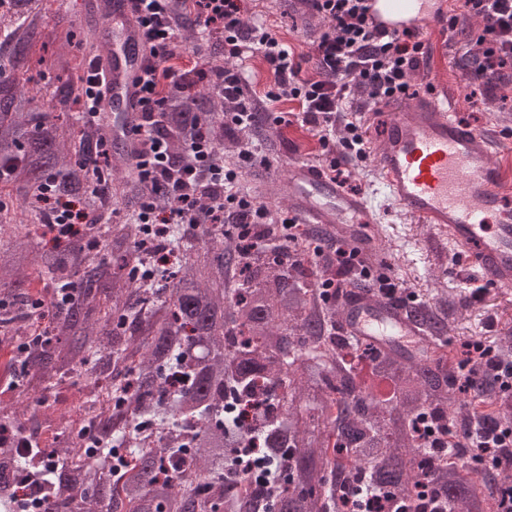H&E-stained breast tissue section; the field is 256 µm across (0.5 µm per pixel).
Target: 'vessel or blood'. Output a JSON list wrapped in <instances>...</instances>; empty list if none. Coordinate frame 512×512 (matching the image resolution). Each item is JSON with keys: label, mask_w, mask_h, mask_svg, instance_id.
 <instances>
[{"label": "vessel or blood", "mask_w": 512, "mask_h": 512, "mask_svg": "<svg viewBox=\"0 0 512 512\" xmlns=\"http://www.w3.org/2000/svg\"><path fill=\"white\" fill-rule=\"evenodd\" d=\"M377 28L391 33L419 25L432 13L430 0H369ZM86 13L108 26L89 56L100 81L98 119L112 126V146L134 155L139 144L140 79L148 48L131 0H88ZM512 141L460 123L435 98L394 107L372 153L385 198L431 227L453 250L467 253L489 287L512 289V175L501 161ZM288 210L300 223L339 233L364 253L380 250L377 210L324 169L304 159L287 169ZM344 334L380 348L426 343L422 323L406 304L372 299L358 290L342 301Z\"/></svg>", "instance_id": "1"}]
</instances>
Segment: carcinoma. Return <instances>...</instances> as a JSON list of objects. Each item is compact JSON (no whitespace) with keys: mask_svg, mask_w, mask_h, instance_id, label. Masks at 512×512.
<instances>
[{"mask_svg":"<svg viewBox=\"0 0 512 512\" xmlns=\"http://www.w3.org/2000/svg\"><path fill=\"white\" fill-rule=\"evenodd\" d=\"M93 38L64 16L47 29L38 0H0V185L16 188L11 217L0 215V293L12 303L0 313V334L25 336L31 326L29 268L48 276L51 295L71 282L75 299L51 309L50 340L31 348L27 381L63 370L112 381V410L89 424L92 439L58 420L63 438L53 453H80L87 463L41 469L39 485L26 489L43 512H343L348 488L363 478L418 500L426 468L449 512H497L488 489L512 483L508 467H459L416 434L423 421L464 424L473 414L456 381L459 362L450 367L437 354L446 318H427L432 343L417 351L341 340L338 305L322 299L323 270L299 258L301 244L246 252L207 224L190 239L172 232L177 261L155 266L152 283L133 276L150 265L138 224L111 225L98 247L72 236L37 248V196L47 186L97 213L102 200L119 202L112 188L136 177L120 152L100 161L108 126L85 122L79 85L62 78ZM38 44L57 46L60 71L44 105L20 79ZM200 85L172 94L178 111L167 113L163 132L177 154L183 130L198 124L224 149V100ZM363 360L365 378L356 370ZM244 400L264 404L253 426L274 449L257 462L246 456L251 428L233 425ZM87 465L122 472L109 483ZM271 467L282 469L273 492L261 477ZM19 472L17 453L0 447V512L23 508L11 489Z\"/></svg>","mask_w":512,"mask_h":512,"instance_id":"obj_1","label":"carcinoma"}]
</instances>
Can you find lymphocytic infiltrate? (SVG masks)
Segmentation results:
<instances>
[{"label": "lymphocytic infiltrate", "instance_id": "f902f5d3", "mask_svg": "<svg viewBox=\"0 0 512 512\" xmlns=\"http://www.w3.org/2000/svg\"><path fill=\"white\" fill-rule=\"evenodd\" d=\"M322 21L313 42L314 65L304 70L303 56L273 35L244 0H133L149 48L145 68L138 127L140 148L133 157L140 184L164 189L165 208L143 197L135 214L137 223L163 236L170 224H211L237 235L245 250L260 244L281 248L291 219L282 217L241 190L239 177L254 165L258 146L245 133L259 117L280 127L308 126L316 130L321 147H329L336 130H343L341 156L329 167L341 182L350 174L341 160H366L369 151L364 109L347 110L351 97L360 95L371 104L390 105L417 95L411 74L427 60L430 45L420 28L391 34L372 25L367 0H310ZM190 11L203 31L224 38V54L230 58L254 56L268 67L271 81L262 100L246 91V79L235 67L216 70L209 89L224 101V126L243 134L238 141L236 166L228 167L215 148L207 129H197L182 153H174L160 133L171 90H184L188 69L171 66L181 48V13ZM477 19L464 45L472 84L480 96L512 91V0H456L442 21L443 33H456L460 22ZM297 103V111H282L283 102ZM46 229L53 237L78 234L89 217L74 210L66 197L43 195ZM465 360L460 383L465 392L481 394L486 383L500 393L512 394V358L502 359L494 347L480 341L461 344ZM458 438L474 448L469 465L512 462V420L481 414L469 426H457ZM352 512H448V505L431 494H422L419 506H411L396 494L376 487L356 488L345 499Z\"/></svg>", "mask_w": 512, "mask_h": 512}]
</instances>
